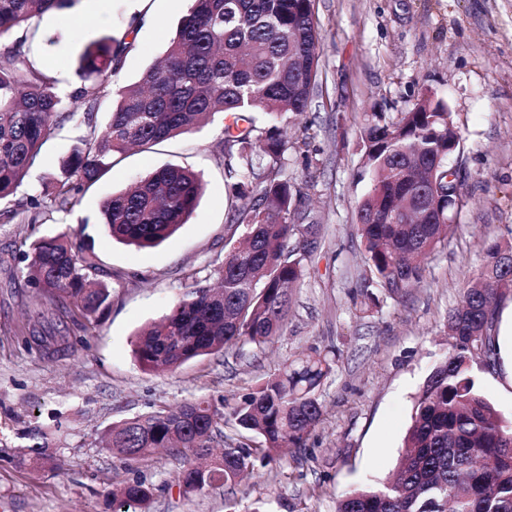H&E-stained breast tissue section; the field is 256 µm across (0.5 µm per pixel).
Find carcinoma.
Masks as SVG:
<instances>
[{"label": "carcinoma", "mask_w": 512, "mask_h": 512, "mask_svg": "<svg viewBox=\"0 0 512 512\" xmlns=\"http://www.w3.org/2000/svg\"><path fill=\"white\" fill-rule=\"evenodd\" d=\"M79 0H0V202L12 201L41 148L66 124L79 130L59 173L26 202L0 209V221L41 224L45 209L68 210L111 161L133 147L155 146L222 115L217 144L224 159L228 199L235 202L224 256L133 343L145 370H174L226 349L266 347L281 335L291 308V288L304 276L301 193L282 177L288 124L307 111L320 60L314 0H192L164 60L120 90L108 122L96 113L109 96L127 43L108 34L79 55L82 83L71 93L37 68L29 56V31L44 14ZM461 136L447 104L424 94L393 120L367 119L362 136V176L369 189L358 207L365 275L371 288L398 298L423 282L425 262L445 245L453 225L440 220L430 197L458 177L448 167V144ZM202 181L194 171L166 165L105 199L98 217L112 239L152 248L171 237L195 211ZM24 275L35 290L34 313L55 324L32 337L45 351L75 352L67 332L99 326L112 305V290L98 279L93 249L64 235L43 237L25 255ZM512 288V243L483 245V263L444 326L449 349L415 398L404 452L394 471L375 487L349 490L336 512H512V420L483 395L474 366L495 360L493 320L504 290ZM333 360L320 354L287 359L274 374L219 412L205 397L112 424L107 447L126 460L145 459L160 448L184 455L178 482L191 494L216 485L232 488L255 469L301 448L319 422V391ZM236 436L211 464L208 453L218 420ZM262 447H252V437ZM20 463L43 467L53 459L46 437L28 435ZM121 507L150 512L153 488L134 479L107 492Z\"/></svg>", "instance_id": "carcinoma-1"}]
</instances>
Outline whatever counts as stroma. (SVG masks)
I'll list each match as a JSON object with an SVG mask.
<instances>
[{"label":"stroma","instance_id":"1","mask_svg":"<svg viewBox=\"0 0 512 512\" xmlns=\"http://www.w3.org/2000/svg\"><path fill=\"white\" fill-rule=\"evenodd\" d=\"M152 20L137 23L133 0H79L44 14L29 40L30 59L65 89L78 84L84 44L107 33L128 42L111 90L136 81L161 59L191 0H143ZM320 62L303 113L316 133L308 155L288 154L286 173L305 196L302 221L323 234L310 252L281 336L264 350L223 351L173 372L142 370L132 341L192 286L191 270L223 253L232 211L224 162L215 154L221 124L191 131L118 162L68 211L44 223H0V512H112L105 494L141 478L154 489L151 512H247L258 498L288 512H335L342 492L374 485L402 451L414 398L448 347L444 316L482 263L486 241L512 242V0H314ZM444 100L463 143L450 159L466 203L448 246L427 263L424 281L396 300L363 307L355 296L364 246L356 231L365 115L394 117L424 93ZM173 164L200 173L204 193L188 222L150 249L112 240L99 224L102 201L137 177ZM90 242L112 306L75 353L48 357L19 336L35 291L22 255L41 237ZM336 363L319 393L323 415L305 448L234 488L184 493L182 455L135 461L103 443L112 423L205 397L215 407L311 350ZM40 429L57 458L30 470L18 459Z\"/></svg>","mask_w":512,"mask_h":512}]
</instances>
